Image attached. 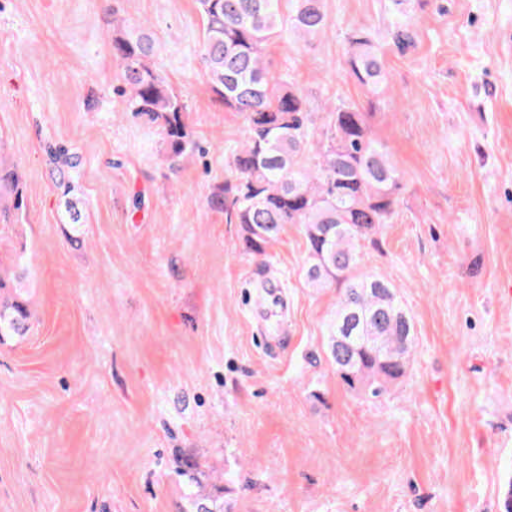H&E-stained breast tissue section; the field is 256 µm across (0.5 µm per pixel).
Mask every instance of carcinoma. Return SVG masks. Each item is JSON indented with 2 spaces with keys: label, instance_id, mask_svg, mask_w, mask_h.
Segmentation results:
<instances>
[{
  "label": "carcinoma",
  "instance_id": "carcinoma-1",
  "mask_svg": "<svg viewBox=\"0 0 512 512\" xmlns=\"http://www.w3.org/2000/svg\"><path fill=\"white\" fill-rule=\"evenodd\" d=\"M280 0H198L203 21L201 57L211 91L243 119L245 140L232 151L233 179L207 198L214 210L241 225L240 249L262 256L285 225L301 227L307 244L302 267L314 288L343 286L327 326V352L340 381L371 398L405 377L414 342L413 319L395 287L359 273L362 242L395 214L403 176L374 138L365 113L344 101L316 117L304 92L264 60L270 39L288 32L307 43L329 26L323 0H295L288 16ZM415 0H391L390 34L404 49L412 43L406 17ZM347 67L355 82L375 94L387 84L382 54L358 29L349 38ZM112 46L122 61L125 111L157 128L169 170L195 149L184 119L187 106L154 64L155 42L145 24L112 17ZM58 186L69 193V171L78 163L62 148L50 150ZM16 169L0 160V226L16 224L26 211ZM25 252L0 268V341L23 336L31 312L22 297ZM190 512H224L210 495L189 496Z\"/></svg>",
  "mask_w": 512,
  "mask_h": 512
}]
</instances>
